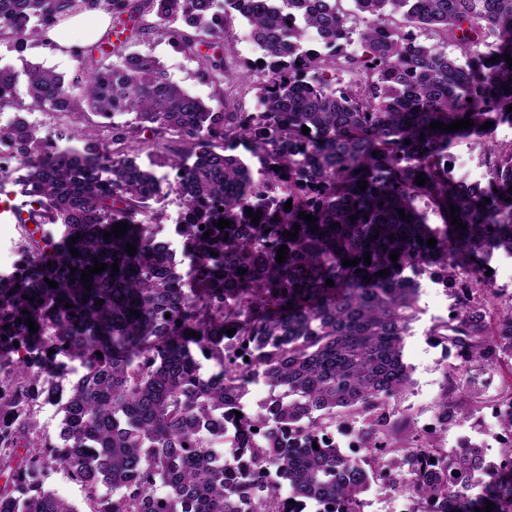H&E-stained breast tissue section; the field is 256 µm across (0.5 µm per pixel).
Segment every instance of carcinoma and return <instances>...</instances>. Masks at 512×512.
<instances>
[{
  "label": "carcinoma",
  "mask_w": 512,
  "mask_h": 512,
  "mask_svg": "<svg viewBox=\"0 0 512 512\" xmlns=\"http://www.w3.org/2000/svg\"><path fill=\"white\" fill-rule=\"evenodd\" d=\"M340 2L0 0V37L20 56L34 43L54 48V27L99 10L141 41H170L216 90L213 106L189 94L118 32L70 50L68 80L39 64L0 67V113H13L0 143L26 169L31 213L64 232L37 226L40 238L28 233L18 267L0 275V358L10 357L0 363V512H81L44 488L58 469L84 488L91 512H364L374 485L401 486L412 512H484L488 501L512 512V439L493 456L476 444L448 450L423 428L399 436L391 407L411 382L404 340L419 314L418 277L432 268L461 306L429 335L470 366L441 385L437 412L469 418L486 403L483 376L512 366V303L497 304L486 275L494 251L512 255V141L485 151L483 186L446 166L457 139L488 135L484 122L512 125L502 89L512 88V0H352L359 26ZM234 14L263 63L228 60ZM356 42L361 52L348 51ZM226 85L255 91L265 111H242ZM35 110L56 116L53 131L27 119ZM86 112L101 121L74 126ZM464 118L474 125L430 127ZM139 143L157 153L177 145L169 189L183 205L174 232L192 258L186 269L162 238L152 202L163 179L137 163ZM221 218L232 224L217 228ZM116 222L126 234L104 239ZM95 258L108 267L81 281ZM27 317L37 332L18 322ZM60 355L87 371L64 378L50 368ZM256 379L267 395L247 408ZM47 406L62 414L54 434L37 419ZM491 407L512 436V381ZM340 417L359 420L364 455L336 446L329 428Z\"/></svg>",
  "instance_id": "cac0c4a2"
}]
</instances>
